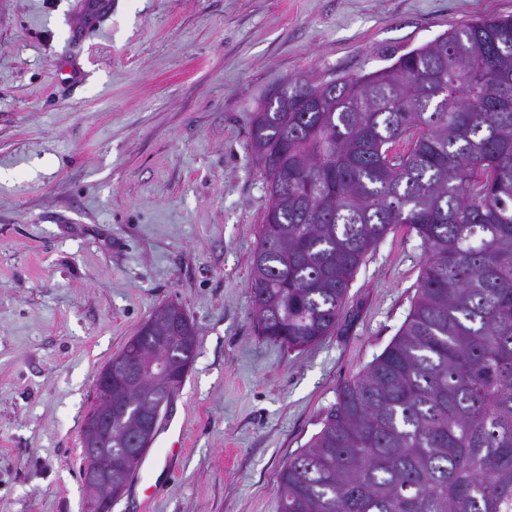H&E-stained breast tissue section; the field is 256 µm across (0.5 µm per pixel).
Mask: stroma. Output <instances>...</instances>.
<instances>
[{"label":"stroma","instance_id":"1","mask_svg":"<svg viewBox=\"0 0 512 512\" xmlns=\"http://www.w3.org/2000/svg\"><path fill=\"white\" fill-rule=\"evenodd\" d=\"M512 0H0V512H87L97 378L159 306L197 330L147 508L277 512L278 478L404 322L426 253H368L336 332L267 342L250 120L286 79L356 76Z\"/></svg>","mask_w":512,"mask_h":512}]
</instances>
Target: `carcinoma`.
<instances>
[{
    "label": "carcinoma",
    "mask_w": 512,
    "mask_h": 512,
    "mask_svg": "<svg viewBox=\"0 0 512 512\" xmlns=\"http://www.w3.org/2000/svg\"><path fill=\"white\" fill-rule=\"evenodd\" d=\"M309 77L253 113L268 203L253 251L257 335L336 330L352 281L398 226L427 254L409 313L279 477V512H512V15L478 19L383 72ZM182 308L148 318L171 335ZM143 329L123 358L148 360ZM112 452L144 409L112 389Z\"/></svg>",
    "instance_id": "carcinoma-1"
}]
</instances>
